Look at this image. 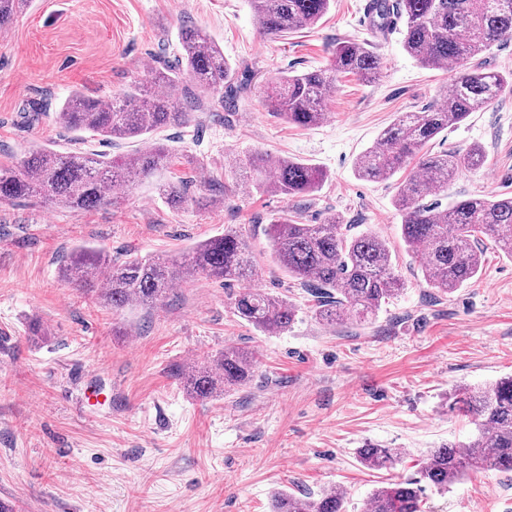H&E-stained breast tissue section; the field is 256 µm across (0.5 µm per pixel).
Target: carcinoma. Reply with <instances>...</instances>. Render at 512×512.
Listing matches in <instances>:
<instances>
[{
    "mask_svg": "<svg viewBox=\"0 0 512 512\" xmlns=\"http://www.w3.org/2000/svg\"><path fill=\"white\" fill-rule=\"evenodd\" d=\"M28 0H0V29L9 27L17 9ZM262 33L277 38L316 24L331 0H250ZM404 17L403 46L422 66L448 65L457 77L441 106L402 112L381 133L377 145L356 163L359 177L385 180L406 163L418 160L397 198L402 215L401 237L407 249L421 257L425 281L442 292L452 291L478 275L486 241L512 257V196L469 197L443 208L426 198L448 188L463 169L485 163V152L466 149L427 152L425 146L448 127L464 122L505 91L512 92V72L467 67L468 61L502 41L512 40V0H396ZM175 63L155 67L149 83L134 85L120 98L102 101L74 91L56 112L69 132L102 141L138 139L146 147L126 158L96 153H59L34 147L12 165L0 164V202L36 200L84 210L111 204L118 193L167 167L171 149L152 139L165 127L187 124V107L224 84L231 66L224 52L201 30L185 25L178 35ZM380 71L378 56L364 42L336 44L329 67L288 75L271 86L268 102L273 116L308 127L324 118L323 106L336 88L337 75L350 73L373 80ZM185 102L162 88L182 82ZM247 169L262 177L261 185L286 196L318 189L327 172L288 157L272 160L264 153L250 156ZM166 203L179 208L188 198L187 184L162 185ZM267 236L271 250L288 272L313 298L316 318L326 325L346 317L364 322L402 289L387 241L376 234H352L330 218L322 224H299L283 214L271 220ZM254 256L240 230H227L176 256H153L114 261L104 251L80 247L61 267L68 282L94 293L114 309L135 302L153 306L180 281L197 274L224 282L251 278ZM234 309L254 328L268 333L288 329L296 316L286 298L251 289L237 296ZM254 353L226 347L202 366L178 371L184 388L199 399L235 390L252 376ZM450 407L469 417L476 433L464 445L443 444L430 450L420 463L418 477L397 478L376 488L366 512H423V494L430 486L446 491L471 473L512 471V375L478 387L457 388ZM360 463L371 470L395 467L391 448L367 443L358 449ZM273 512H346L338 491L313 497L278 491Z\"/></svg>",
    "mask_w": 512,
    "mask_h": 512,
    "instance_id": "cac0c4a2",
    "label": "carcinoma"
}]
</instances>
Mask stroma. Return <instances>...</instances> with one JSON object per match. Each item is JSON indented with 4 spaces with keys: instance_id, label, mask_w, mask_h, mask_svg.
<instances>
[{
    "instance_id": "35a3bbf8",
    "label": "stroma",
    "mask_w": 512,
    "mask_h": 512,
    "mask_svg": "<svg viewBox=\"0 0 512 512\" xmlns=\"http://www.w3.org/2000/svg\"><path fill=\"white\" fill-rule=\"evenodd\" d=\"M365 0H334L310 28L265 38L249 0H29L0 35V163L31 146L109 157L141 149L134 139L78 142L54 121L72 90L103 100L146 82L174 61L178 31L203 29L234 76L157 133L173 162L115 204L70 210L0 203V500L17 512H271L277 490L317 495L337 488L346 512H364L388 476L412 478L435 447L474 432L448 409L459 387L512 374V258L488 248L477 279L451 292L430 287L419 256L401 239L396 197L408 172L383 181L356 173L399 113L440 103L447 70L425 68L403 47V28L375 29ZM369 44L378 78L339 74L326 119L298 127L273 117L265 89L285 74L327 66L337 42ZM234 99L232 111L216 106ZM482 147L484 166L461 172L438 200L512 195V93L450 127L435 151ZM262 152L325 169L316 191L287 197L257 188L243 169ZM184 180L188 202L169 208L161 184ZM302 224L329 217L352 233L386 239L403 291L368 323L321 324L303 289L275 261L272 218ZM245 228L255 287L297 307L287 331L262 333L237 316L229 285L197 275L160 304L120 311L65 282L62 260L90 246L114 260L173 255ZM49 332L31 339L34 324ZM256 354L250 381L201 401L174 376L225 346ZM95 372L112 401L84 405ZM394 449L392 471H372L358 450ZM424 512H512V474L476 473L448 491H425Z\"/></svg>"
}]
</instances>
